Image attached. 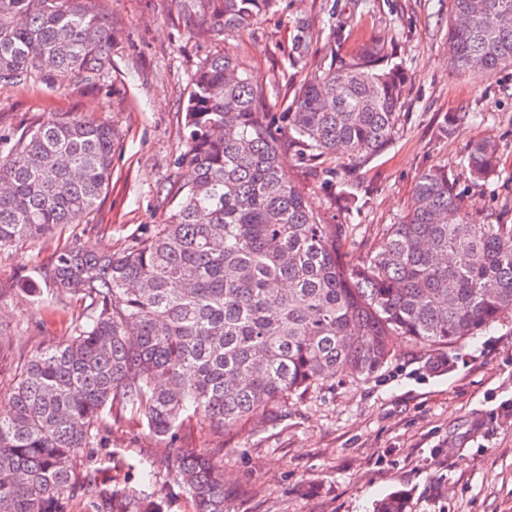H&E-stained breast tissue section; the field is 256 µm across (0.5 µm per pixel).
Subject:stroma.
I'll list each match as a JSON object with an SVG mask.
<instances>
[{
  "label": "stroma",
  "mask_w": 512,
  "mask_h": 512,
  "mask_svg": "<svg viewBox=\"0 0 512 512\" xmlns=\"http://www.w3.org/2000/svg\"><path fill=\"white\" fill-rule=\"evenodd\" d=\"M122 34L112 67L99 82L60 86L35 80L0 86V135L38 119L78 113L108 120L117 132L112 182L83 223L0 251V393L38 348L70 336L85 300L43 283L39 265L59 248L120 249L161 223L171 208L167 188L184 175V104L191 73L216 52L237 58L252 77L290 94L302 78L289 61L294 27L307 20L317 34L309 70L327 69L379 42L407 74L401 125L393 143L365 164L330 158L351 192L370 201L347 225L345 250L356 259L387 225L403 220L414 185L431 167L459 174L475 220L505 213L512 223V67L488 77L450 67V0H280L275 13L245 32L189 35L174 0H95ZM337 37H330V27ZM467 113L456 136L439 129L450 113ZM499 146L498 177L474 186L461 175L470 141ZM287 179L327 223L347 224L320 179L288 162ZM394 357L375 377L336 381L292 397L274 424L214 435L194 423L184 447L224 451L232 512H375L391 492L409 496L410 512H512V317L461 342L448 365L440 352L393 343ZM101 442L84 449L77 472L88 486L66 512H99L100 497L163 496L166 512H194L174 482L171 450L147 428L109 416ZM157 476L141 477V462Z\"/></svg>",
  "instance_id": "stroma-1"
}]
</instances>
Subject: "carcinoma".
Listing matches in <instances>:
<instances>
[{
	"mask_svg": "<svg viewBox=\"0 0 512 512\" xmlns=\"http://www.w3.org/2000/svg\"><path fill=\"white\" fill-rule=\"evenodd\" d=\"M184 27L199 12L219 31H246L276 0H175ZM454 71L489 77L512 67V0H450ZM121 38L93 0H0V85L33 79L93 83ZM314 34L292 41L306 65ZM372 44L305 77L293 97L255 82L230 54L191 74L185 106L184 179L162 223L123 249L57 250L40 278L88 301L68 340L37 349L0 412V512H64L76 457L99 444L108 411H129L173 447V478L194 512H230L224 449L176 448L183 426L203 419L227 436L273 423L288 398L333 382L367 380L404 339L452 349L512 308V224L469 217L458 178L433 167L418 178L412 210L357 261L345 225L328 224L285 180L292 159L346 149L352 165L394 140L405 73ZM113 127L80 114L51 116L3 138L0 251L79 224L112 176ZM473 184L497 176L498 145L471 142ZM348 217L367 198L324 180ZM396 492L377 512H407Z\"/></svg>",
	"mask_w": 512,
	"mask_h": 512,
	"instance_id": "carcinoma-1",
	"label": "carcinoma"
}]
</instances>
